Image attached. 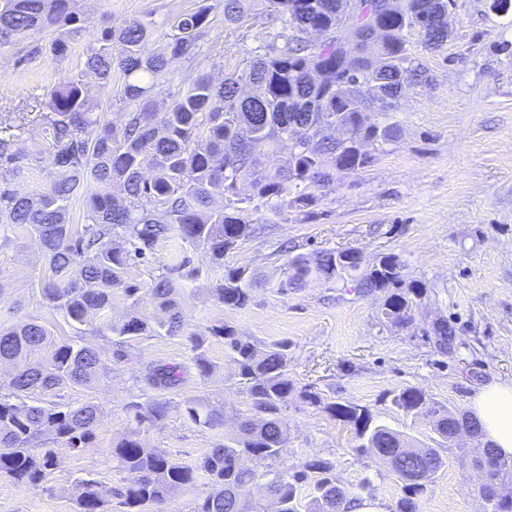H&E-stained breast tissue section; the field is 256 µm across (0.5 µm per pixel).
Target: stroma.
Masks as SVG:
<instances>
[{
	"instance_id": "obj_1",
	"label": "stroma",
	"mask_w": 512,
	"mask_h": 512,
	"mask_svg": "<svg viewBox=\"0 0 512 512\" xmlns=\"http://www.w3.org/2000/svg\"><path fill=\"white\" fill-rule=\"evenodd\" d=\"M204 3L212 12L201 53L161 80L158 109L197 74L223 78L249 52L272 44V33L249 21L229 27L223 0H83L88 30L75 37L67 56L49 52L47 33L0 50V128L10 112L45 98L61 77H81L94 31L147 18L155 25L151 45L156 48L177 17ZM448 25L452 37L438 52L424 50L418 35L410 34L429 81L407 88L391 113L401 129L398 142L367 172L344 176L326 190L325 216L308 220L290 213L288 223L268 225L264 236L228 253L220 267L204 249L185 253L205 272L180 290L183 311L194 325L203 328L223 319L258 345L281 340L289 345L288 375L297 391L283 408L288 464L325 459L347 487L370 480L372 489L362 498L372 512H392L399 496L396 478L376 458L357 455L353 430L308 406L299 390L311 386L325 400L366 406L382 424L426 444L432 437L429 425L396 411L392 391L415 386L467 412L481 386L512 382V23L491 12L486 0H457ZM283 241L291 243L293 254L306 257L350 247L360 249L368 264L398 255L404 280L428 287L414 325L404 331L385 326L379 318L383 293L358 295L346 278L281 289L284 258L276 246ZM227 264L248 267L258 279L245 308L224 309L210 295ZM45 271L38 244L0 224V328L33 319L46 324L56 339L80 335L81 326L66 323L43 300L38 285ZM439 318L457 330V346L446 355L424 334ZM122 350L120 360L105 350L93 386L57 396L61 403L92 401L102 407L88 447L78 453L58 450L38 485L0 476V512H76L75 483L81 478L93 479L108 497L110 512H120L110 498L122 479L111 450L134 429L144 447L163 449L186 465L223 444V429L194 424L185 413L189 399L243 407L245 397L222 343L207 345L214 370L206 378L197 376L186 338L128 339ZM154 363L184 366L186 381L173 390L150 388L141 374ZM156 399L169 402L166 418L135 426L127 405ZM456 453L449 447L447 467L420 497L421 512H481L475 483Z\"/></svg>"
}]
</instances>
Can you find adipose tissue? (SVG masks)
<instances>
[{"label":"adipose tissue","mask_w":512,"mask_h":512,"mask_svg":"<svg viewBox=\"0 0 512 512\" xmlns=\"http://www.w3.org/2000/svg\"><path fill=\"white\" fill-rule=\"evenodd\" d=\"M473 411L484 429L486 442L512 456V383L483 385L473 401Z\"/></svg>","instance_id":"1"}]
</instances>
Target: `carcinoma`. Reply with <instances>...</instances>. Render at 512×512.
<instances>
[{"instance_id":"cac0c4a2","label":"carcinoma","mask_w":512,"mask_h":512,"mask_svg":"<svg viewBox=\"0 0 512 512\" xmlns=\"http://www.w3.org/2000/svg\"><path fill=\"white\" fill-rule=\"evenodd\" d=\"M79 0H0V49L40 32L56 34L50 52L63 57L87 18ZM340 0H266L253 16L262 28L280 25L281 45L245 60L222 80L199 74L189 81L164 112L155 110V89L192 61L209 24L211 7L202 4L176 18L163 48L148 54L152 22L125 20L101 29L86 51L84 72L104 91L113 77L122 79L120 125L100 120L98 105L82 81L60 80L49 90L36 126L47 135L56 179L39 191L18 186L31 169L29 156L16 147L18 136L0 135V223L33 238L45 261L39 283L50 308L73 324L110 341L139 336H183L190 343L199 377L213 365L205 349L214 338L224 343L245 395V408L186 402V413L207 428L235 422L233 435L212 448L196 465L177 462L166 451L147 449L129 436L112 448L123 483L113 490L124 512H161L179 491L193 487L200 475L208 492L194 512H265L254 498L262 484L280 505L277 512H345L359 493L342 485L335 466L308 459L293 468L283 465L288 423L282 414L296 391L288 376V343L258 347L230 322L220 320L197 331L179 303V282L198 279L202 269L189 257L141 287L128 281L135 261H146L157 246L176 240L203 248L212 263L257 236L260 224L288 220L298 212L321 216L319 191L336 185L340 175H359L373 166L386 147L400 138L394 122L374 119L397 110L404 88L425 83L409 34L416 33L428 51H438L451 37L448 10L456 0H354L356 10L340 17ZM247 0H224V21L248 16ZM320 31L312 40L309 33ZM84 196V223L70 222V203ZM224 205L213 207L217 199ZM356 248L323 250L313 257L295 256L284 263L283 288H299L310 279L345 275L358 292L382 291L385 322L407 329L424 298L423 282H404L402 263L389 254L361 269ZM256 277L243 266H225L224 278L212 289L214 300L231 310L245 307ZM130 300L132 313L121 322L109 318L112 292ZM154 304L163 313L155 322L137 315L140 305ZM433 348L446 354L456 331L444 319L425 331ZM102 351L78 340H56L37 321L0 329V365L14 368L0 391V475L17 483L45 480L55 449L41 456L28 443L48 432L59 448L80 452L93 437L102 409L94 402L72 406L51 400L67 387L88 386L97 377ZM147 385L161 390L179 387L185 369L179 364L145 367ZM309 405L353 426L359 444L354 451L372 453L399 479L394 512H420L419 497L448 465L440 449L420 446L407 435L378 423L359 405L329 402L312 390L301 392ZM391 405L414 421L427 419L432 432L449 439L462 428L476 445L461 449L460 464L485 468L483 491L499 495L500 512H512V456L482 442L480 422L430 398L415 387L391 395ZM137 425L166 417L168 403L129 405ZM312 497L301 510L299 488ZM77 512H107L94 482L78 483Z\"/></svg>"}]
</instances>
